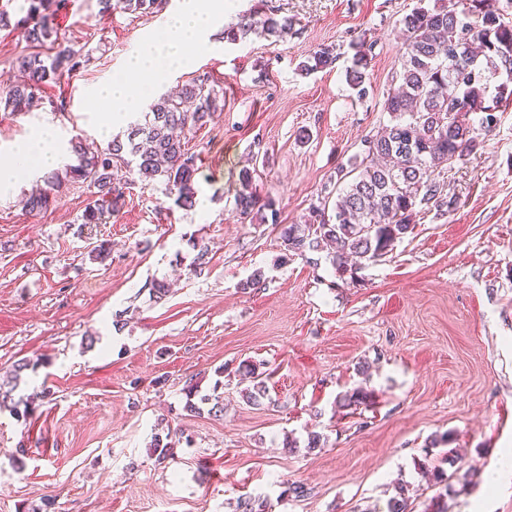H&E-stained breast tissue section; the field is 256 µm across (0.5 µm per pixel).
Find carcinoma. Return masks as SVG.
<instances>
[{"label":"carcinoma","mask_w":512,"mask_h":512,"mask_svg":"<svg viewBox=\"0 0 512 512\" xmlns=\"http://www.w3.org/2000/svg\"><path fill=\"white\" fill-rule=\"evenodd\" d=\"M26 14L17 21L26 37L39 44L55 43L51 6L59 0H25ZM101 12L120 9L147 15L160 10L162 0H99ZM499 0H434L419 4L398 20L404 32L405 50L395 74L399 86L388 94L389 125L365 137L361 150L338 169L337 200L328 215L315 208L302 224L278 223L271 199L263 200L252 187L253 171L239 174L240 188L234 196L236 214L255 222L278 226L285 256L330 249L332 265L339 274L348 272L351 261H373L391 252L415 227L417 208L434 204L448 209L455 201L444 195L442 173L463 162L482 146L480 132L497 125L500 103L512 97V22H504ZM293 20L281 15L278 7L258 9L239 15L224 28V39L236 42L251 34L279 39L292 29ZM336 47L319 45L300 63L309 74L336 63ZM372 45L355 44L346 81L360 99L369 94ZM76 53L58 47L49 61L24 56L17 61L24 80L0 96V107L13 113L31 107L46 81L60 78L80 67ZM224 90L207 78H196L171 94L151 100L143 117L129 124L105 148L91 150L81 139L70 141L69 152L77 164L65 165L54 173L50 190L29 195L27 209L49 206L50 191L69 181L82 182L96 196L80 216V229L105 222L112 210V168L127 162L129 175L142 181L165 184L167 197L182 210L195 207L198 189L196 155L186 148L187 135L211 121L223 110ZM196 254L189 274H202L209 264L208 247L192 244ZM239 369L250 379L242 391L249 405H258L267 396V385L256 368L241 363ZM208 412L224 416V396L213 392L201 398ZM283 447L296 452L303 447L312 452L323 447L322 435L308 433L305 445L287 436ZM234 512H267V502L259 497H241Z\"/></svg>","instance_id":"1"}]
</instances>
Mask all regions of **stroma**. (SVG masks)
Returning <instances> with one entry per match:
<instances>
[{
    "instance_id": "1",
    "label": "stroma",
    "mask_w": 512,
    "mask_h": 512,
    "mask_svg": "<svg viewBox=\"0 0 512 512\" xmlns=\"http://www.w3.org/2000/svg\"><path fill=\"white\" fill-rule=\"evenodd\" d=\"M268 2L292 18L287 36L231 43L216 31L208 51L154 88L207 77L224 89L223 111L189 136L195 208H174L158 181L119 184L123 197L97 230L111 256L95 263L78 233L86 185L67 183L33 212L22 200L43 173L0 194V383L16 382L14 402L31 405L24 417L0 409V512H234L246 495L265 496L269 512H387L402 485L411 512H430L440 494L447 512H512V473L485 484L512 448V99L478 152L445 173L456 208H422L412 234L351 278L323 252L315 265L284 257L276 224L236 216L240 171L257 157L253 188L283 224L335 199L338 167L389 121L397 22L418 0ZM22 3L0 0V95L19 79L18 57L53 54L17 27ZM181 4L105 16L99 0H66L54 27L83 64L43 85L39 106L0 111V155L47 124L60 145L106 146L92 90ZM360 38L373 55L362 99L345 81ZM323 43L336 47L334 68L301 72ZM197 243L211 258L198 277L176 263ZM259 270L264 285L242 291ZM154 279L173 284L163 300L149 294ZM24 360L31 369L14 376ZM244 361L269 388L262 405L239 394ZM219 380L223 418L186 415L188 392ZM359 386L366 404L339 406ZM169 430L191 441L160 464L150 444ZM311 431L321 450L284 448L285 436ZM443 434L448 444L432 447ZM439 469L447 485L435 484ZM292 482L311 495H285Z\"/></svg>"
}]
</instances>
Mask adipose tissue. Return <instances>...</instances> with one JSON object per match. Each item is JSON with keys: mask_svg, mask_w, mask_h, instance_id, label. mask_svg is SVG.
<instances>
[{"mask_svg": "<svg viewBox=\"0 0 512 512\" xmlns=\"http://www.w3.org/2000/svg\"><path fill=\"white\" fill-rule=\"evenodd\" d=\"M224 22V0H183L160 34L145 35L130 54L120 76L110 80L97 96L106 105L107 125L124 124L144 97V83L162 82L171 70L189 67V49L206 48L209 32ZM34 161L36 168L57 165L60 151L52 126L41 127L31 136L16 142L9 163L0 164V193L11 191L22 174L21 165Z\"/></svg>", "mask_w": 512, "mask_h": 512, "instance_id": "1", "label": "adipose tissue"}]
</instances>
